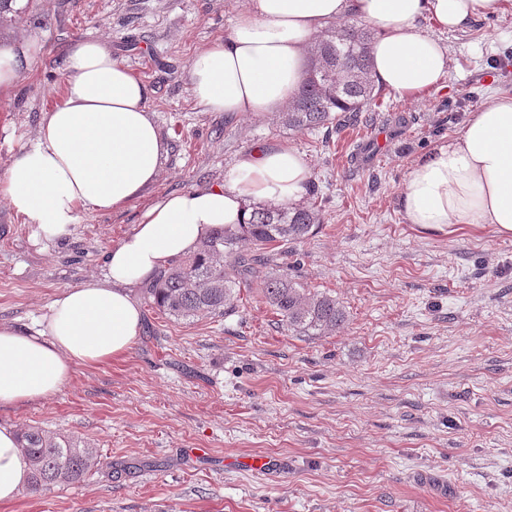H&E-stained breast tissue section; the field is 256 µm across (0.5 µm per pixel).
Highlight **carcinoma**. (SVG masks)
<instances>
[{
    "instance_id": "carcinoma-1",
    "label": "carcinoma",
    "mask_w": 512,
    "mask_h": 512,
    "mask_svg": "<svg viewBox=\"0 0 512 512\" xmlns=\"http://www.w3.org/2000/svg\"><path fill=\"white\" fill-rule=\"evenodd\" d=\"M374 33L358 21L325 31L311 46L301 88L283 113L290 129L318 132L331 128L339 112H359L381 95L375 84L371 45ZM323 222L316 205L254 207L240 229L218 231L198 250L154 275L144 298L175 320L237 312L241 286L260 290L282 325L302 336H327L346 320L336 298L305 288L282 269L260 274L269 249L288 248ZM247 241L244 253L239 243ZM20 447L31 466L30 487L37 492L86 478L97 451L73 437L55 436L30 427L20 433Z\"/></svg>"
}]
</instances>
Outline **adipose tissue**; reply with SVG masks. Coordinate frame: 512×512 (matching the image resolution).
<instances>
[{
	"mask_svg": "<svg viewBox=\"0 0 512 512\" xmlns=\"http://www.w3.org/2000/svg\"><path fill=\"white\" fill-rule=\"evenodd\" d=\"M500 0H246L228 33L192 57L189 91L209 112H281L303 81L313 41L354 19L371 27L378 83L406 96L433 90L449 74L448 47L423 20L463 32L497 13ZM37 42L19 31L0 43V93L37 61ZM150 90L101 40H73L65 53L58 101L0 175V198L37 235L67 234L84 210L127 207L155 184L168 144L148 110ZM312 170L284 142L243 154L220 183L159 198L107 253L101 277L60 290L35 329L0 324V405L52 397L80 367L123 356L142 313L128 288L170 261L192 254L220 228L247 223L253 205L296 206ZM408 223L445 231L490 224L512 236V94L489 97L448 141L416 159L401 184ZM30 481L18 435L0 427V503Z\"/></svg>",
	"mask_w": 512,
	"mask_h": 512,
	"instance_id": "obj_1",
	"label": "adipose tissue"
}]
</instances>
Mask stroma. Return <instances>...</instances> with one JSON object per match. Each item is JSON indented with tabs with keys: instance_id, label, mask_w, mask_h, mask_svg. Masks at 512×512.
Listing matches in <instances>:
<instances>
[{
	"instance_id": "obj_1",
	"label": "stroma",
	"mask_w": 512,
	"mask_h": 512,
	"mask_svg": "<svg viewBox=\"0 0 512 512\" xmlns=\"http://www.w3.org/2000/svg\"><path fill=\"white\" fill-rule=\"evenodd\" d=\"M243 0H26L0 19L42 50L0 94V173L54 103L72 40L103 38L150 89L168 138L158 182L126 208L80 212L35 237L0 199V323L31 325L61 289L104 271L112 246L160 196L223 179L260 143L306 155L323 222L271 256L346 313L330 336L281 327L243 291L225 317L175 321L144 308L128 353L78 368L57 395L0 406V426L90 442L87 481L23 489L0 512H512V238L486 225L407 223L413 160L512 93V0L464 33L441 32L451 67L435 91L383 90L320 147L278 116L226 118L191 97V57L229 29ZM254 457L267 472L248 468Z\"/></svg>"
}]
</instances>
